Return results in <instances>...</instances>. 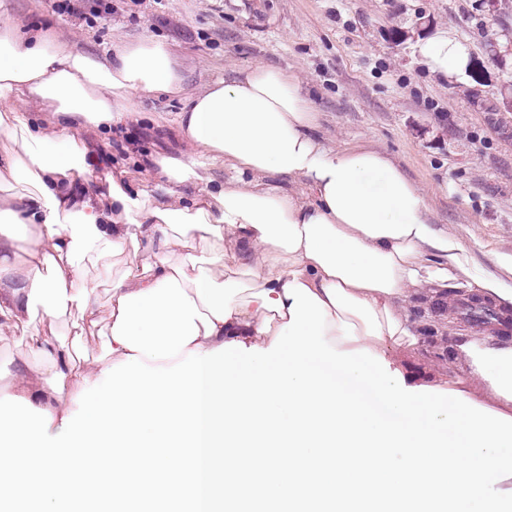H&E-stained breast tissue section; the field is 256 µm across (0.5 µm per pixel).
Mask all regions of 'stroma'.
<instances>
[{
  "label": "stroma",
  "instance_id": "obj_1",
  "mask_svg": "<svg viewBox=\"0 0 512 512\" xmlns=\"http://www.w3.org/2000/svg\"><path fill=\"white\" fill-rule=\"evenodd\" d=\"M7 3L21 36L46 33L101 59L146 38L169 50L182 92L140 97V121L86 133L105 153L140 138L138 148L121 155L133 184L145 179L141 153H170L173 120L188 98L216 79L268 64L308 90L326 146L381 150L401 166L425 192L434 226L459 239L475 274L512 256V112L488 109L512 96V0H499L494 22L480 0H111V13L90 19L59 15L53 0ZM442 28L470 44L482 81L441 80L414 53L418 40ZM476 291L474 277L433 285L410 310L419 327L438 336L499 334L497 324L461 319V293ZM441 293L444 311L431 303ZM50 326L70 343L76 367L101 355L100 337L75 340L72 317L39 309L0 335V364L25 354L39 362L28 346Z\"/></svg>",
  "mask_w": 512,
  "mask_h": 512
}]
</instances>
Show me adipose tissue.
I'll list each match as a JSON object with an SVG mask.
<instances>
[{
    "label": "adipose tissue",
    "instance_id": "obj_1",
    "mask_svg": "<svg viewBox=\"0 0 512 512\" xmlns=\"http://www.w3.org/2000/svg\"><path fill=\"white\" fill-rule=\"evenodd\" d=\"M15 28L0 0V134L14 141L0 157V184L29 186L0 194V334L40 308L76 314L105 338L78 370L50 329L30 343L41 365H0L17 396L50 413V434L74 409L70 387L92 386L127 356L171 367L234 340L270 347L290 320L288 284L326 303L332 348H365L398 369L402 354L422 347L410 299L473 275L457 237L435 229L422 189L382 151L326 147L302 85L262 64L189 98L174 122L183 150L154 161L162 184L132 188L116 166L91 188L98 158L84 130L137 119L136 98L181 92L183 79L158 42L116 48L103 62ZM415 51L445 78L469 63L468 46L445 29ZM33 100L42 114L27 112ZM218 164L229 175L217 185L207 171ZM186 184L199 188L189 202L177 192ZM429 252L442 264L425 265ZM91 262L122 267L107 304ZM496 266L476 277L479 291L510 308L512 256ZM456 347L463 366L432 375L430 386L486 395L512 417V344L473 333Z\"/></svg>",
    "mask_w": 512,
    "mask_h": 512
}]
</instances>
